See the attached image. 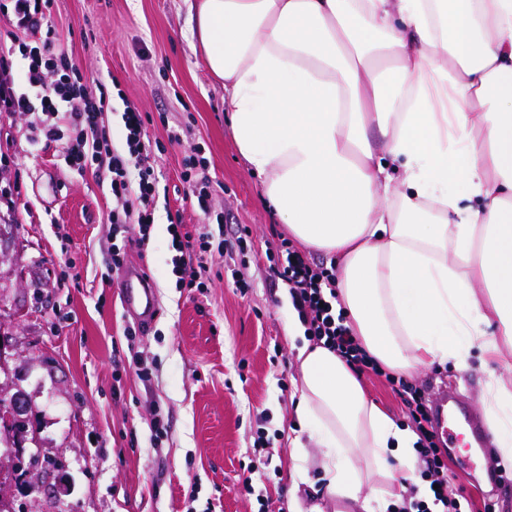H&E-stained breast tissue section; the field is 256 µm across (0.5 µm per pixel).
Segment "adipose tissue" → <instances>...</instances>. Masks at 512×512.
Returning a JSON list of instances; mask_svg holds the SVG:
<instances>
[{"label":"adipose tissue","instance_id":"ef3b65f1","mask_svg":"<svg viewBox=\"0 0 512 512\" xmlns=\"http://www.w3.org/2000/svg\"><path fill=\"white\" fill-rule=\"evenodd\" d=\"M184 2L239 155L289 234L336 255L366 352L396 373L512 352V0ZM297 361L291 459L313 442L329 497L387 512L416 433L330 349ZM482 401L512 464V381Z\"/></svg>","mask_w":512,"mask_h":512}]
</instances>
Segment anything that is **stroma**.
Segmentation results:
<instances>
[{
  "label": "stroma",
  "mask_w": 512,
  "mask_h": 512,
  "mask_svg": "<svg viewBox=\"0 0 512 512\" xmlns=\"http://www.w3.org/2000/svg\"><path fill=\"white\" fill-rule=\"evenodd\" d=\"M47 20L86 82H119L124 95L111 97L103 114L114 145L124 141V101L139 108L166 199L149 243L124 248V268L144 267L156 299L142 329L123 308L112 268V195L102 176L70 170L55 145L31 146L34 115H0V187L26 204L0 219V331L8 343L0 394L28 397L23 459L40 485L16 496L15 512H278L296 499L334 512L319 466L289 455L304 433L292 399L299 343L288 337L291 301L287 288L270 287L267 257L288 229L237 152L224 87L192 48L183 0H51ZM197 153L208 161L225 237L241 225L251 230L244 253L209 258L203 294L176 287L167 232L175 214L191 231L204 223L181 177L184 158ZM235 269L247 293L237 290ZM134 350L141 366L130 362ZM142 366L149 379L139 377ZM494 375L512 371L475 356L468 369L437 362L410 381L432 395L448 386L477 405ZM158 417L165 429L156 436ZM261 436L272 457L248 493L243 468ZM500 474L493 486L484 468L449 469L468 500L463 512H483L486 500L512 512V470Z\"/></svg>",
  "instance_id": "1"
}]
</instances>
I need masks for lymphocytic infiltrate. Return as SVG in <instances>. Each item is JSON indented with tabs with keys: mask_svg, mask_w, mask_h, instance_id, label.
Listing matches in <instances>:
<instances>
[{
	"mask_svg": "<svg viewBox=\"0 0 512 512\" xmlns=\"http://www.w3.org/2000/svg\"><path fill=\"white\" fill-rule=\"evenodd\" d=\"M48 0H0V12L9 14L10 45L0 44V113L40 112L39 136L59 145V157L78 173L94 170L109 183L115 205L110 222L116 237L150 239L159 200L158 178L153 167L142 162L150 149L141 112L125 102L122 120L125 141L115 146L100 123L110 104L107 90L92 94L83 83V75L68 52L52 37L43 35ZM27 66L25 84L15 79L16 61ZM171 273L179 288L203 285V268L193 263L199 253L218 252L228 256L233 249L245 248L247 228H240L235 241L214 240L210 228L197 233L186 231L180 219H171ZM272 286H285L292 305L314 343L325 344L341 357L356 375L378 372L374 359L361 347L356 336L337 321L325 292L334 288L335 268L315 264L281 239L271 259ZM394 392L401 398L411 428L418 436L415 452L422 463V475L434 484L435 503L446 512H460L448 480V451L441 448L433 431L431 405L422 387L401 379H391Z\"/></svg>",
	"mask_w": 512,
	"mask_h": 512,
	"instance_id": "lymphocytic-infiltrate-1",
	"label": "lymphocytic infiltrate"
}]
</instances>
